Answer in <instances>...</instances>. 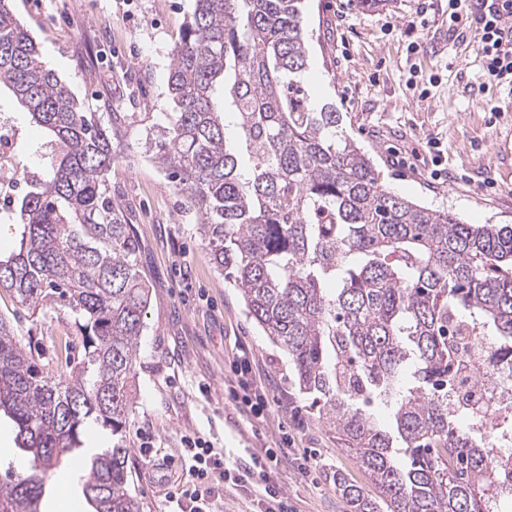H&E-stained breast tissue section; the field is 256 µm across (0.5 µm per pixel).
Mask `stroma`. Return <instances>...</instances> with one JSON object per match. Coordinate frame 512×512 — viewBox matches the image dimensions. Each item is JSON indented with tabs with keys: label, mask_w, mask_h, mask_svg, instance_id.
Masks as SVG:
<instances>
[{
	"label": "stroma",
	"mask_w": 512,
	"mask_h": 512,
	"mask_svg": "<svg viewBox=\"0 0 512 512\" xmlns=\"http://www.w3.org/2000/svg\"><path fill=\"white\" fill-rule=\"evenodd\" d=\"M20 24L88 112H169L167 79L173 50L192 0H12ZM315 102L341 112L347 137L364 148L383 185L403 197L445 209L467 224H512V160L498 157L496 129L512 110L507 89L483 83L475 45L448 28V0H305ZM499 114H492V107ZM0 117L20 132L17 149L40 162L45 133L11 97ZM109 180L139 242L151 301L137 351L130 442L131 489L143 512H164L188 473L180 438L195 433L224 451L230 464L287 444L273 478L294 512H348L336 490L344 475L369 497L378 488L336 432L310 410L290 381L287 354L249 320L239 291L212 261L164 172L148 158L145 136L131 127L119 137ZM25 346L57 357V336L76 333L69 313L42 315L0 297ZM248 352L266 393L263 416L235 399L234 361ZM81 483L68 465L46 486L41 512L53 502L82 507Z\"/></svg>",
	"instance_id": "stroma-1"
}]
</instances>
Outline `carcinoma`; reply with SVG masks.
Masks as SVG:
<instances>
[{
    "label": "carcinoma",
    "mask_w": 512,
    "mask_h": 512,
    "mask_svg": "<svg viewBox=\"0 0 512 512\" xmlns=\"http://www.w3.org/2000/svg\"><path fill=\"white\" fill-rule=\"evenodd\" d=\"M306 39L303 0H195L168 75L174 111L162 123L109 112L104 124L0 0V90L48 136L47 163L12 203L21 240L0 258V288L21 307L71 313L80 341L56 382L0 312V411L30 456L0 482V512H41L91 422L112 432L82 484L92 512L143 510L125 432L150 284L108 179L132 124L309 408L380 489L376 500L336 475L349 512H493L512 496V455H490L448 412L456 344L485 336L512 352V226L464 224L385 188L340 113L310 100ZM377 402L395 403L392 429L368 412Z\"/></svg>",
    "instance_id": "1"
}]
</instances>
